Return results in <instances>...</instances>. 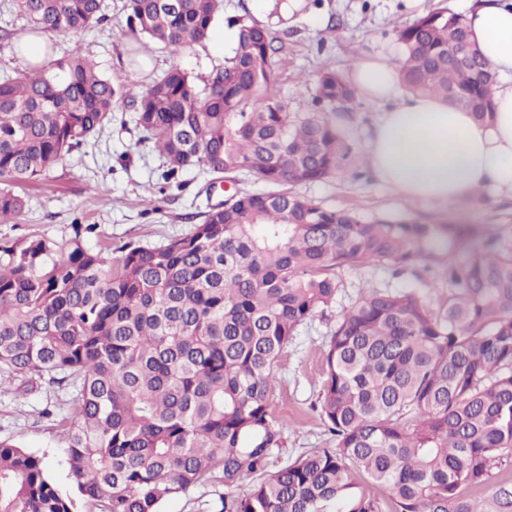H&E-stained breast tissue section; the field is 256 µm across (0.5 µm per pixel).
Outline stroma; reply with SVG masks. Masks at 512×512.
Returning a JSON list of instances; mask_svg holds the SVG:
<instances>
[{
    "instance_id": "obj_1",
    "label": "stroma",
    "mask_w": 512,
    "mask_h": 512,
    "mask_svg": "<svg viewBox=\"0 0 512 512\" xmlns=\"http://www.w3.org/2000/svg\"><path fill=\"white\" fill-rule=\"evenodd\" d=\"M305 12L286 18L273 14L267 0H224L218 27L258 23L277 38L276 81L269 92L290 112L314 108L322 72L349 74L362 56L397 61L402 52L395 32L439 8L464 13L468 0H306ZM106 20L73 36L50 34L56 55L81 47L99 63L113 82L143 90L172 66L206 80L224 64L227 46L205 42L181 53L131 34L125 0H104ZM380 104L356 98L336 111L334 120L354 148L340 171L320 182L295 186V193L335 210H354L366 216L384 215L423 224L454 221L474 224L512 245V192L491 190L482 201L441 204L407 200L384 183L366 163V146L381 115ZM163 161L140 143L133 112L125 101L112 110V132L90 140L49 176L19 184L25 196L24 213L11 224H0V243L47 238L62 243L73 236L74 224L93 225L90 246L115 247L133 241L160 246L187 234L208 207L240 192H263L256 176L239 173L219 177L199 168L163 180ZM339 291L332 309L300 326L273 376L272 410L282 425V442L270 451L271 469L282 468L314 448L335 442L317 409L322 385L323 354L336 319L368 288L410 293L430 306L448 294L429 262L402 267L391 261L343 266L336 270ZM76 391L49 380L27 385L16 377L0 384V440H9L43 457L51 477L66 492H74L67 464V437L57 425ZM224 480L208 475L183 494L165 501L160 512H223Z\"/></svg>"
}]
</instances>
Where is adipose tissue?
Listing matches in <instances>:
<instances>
[{
  "label": "adipose tissue",
  "instance_id": "adipose-tissue-1",
  "mask_svg": "<svg viewBox=\"0 0 512 512\" xmlns=\"http://www.w3.org/2000/svg\"><path fill=\"white\" fill-rule=\"evenodd\" d=\"M465 24L495 78L489 122L404 90L390 61L368 56L350 71L363 98L387 104L366 159L404 198L451 204L490 186L512 190V0H479Z\"/></svg>",
  "mask_w": 512,
  "mask_h": 512
}]
</instances>
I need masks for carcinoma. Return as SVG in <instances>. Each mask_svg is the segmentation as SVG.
<instances>
[{
	"mask_svg": "<svg viewBox=\"0 0 512 512\" xmlns=\"http://www.w3.org/2000/svg\"><path fill=\"white\" fill-rule=\"evenodd\" d=\"M224 0H126L129 26L176 54L209 37ZM31 34L78 35L103 0H15ZM464 17L429 12L396 30L402 86L492 117L494 78ZM275 38L239 24L224 67L198 85L173 66L140 92L114 84L80 48L0 79V224L46 177L108 131L128 101L164 179L189 168L245 170L281 187L235 193L160 247L92 248L74 224L57 244H0V376L76 388L58 425L69 474L99 512H159L215 470L224 512H382L360 478L387 485L391 512H512V483L474 498L512 464V248L472 244L463 224H419L332 210L283 189L339 171L351 143L319 112L263 91ZM468 54L461 67L449 61ZM356 91L335 71L315 104ZM448 251V297L371 289L343 310L324 354L320 413L336 441L276 471L281 428L273 367L298 328L336 304L332 271ZM0 512H75L44 459L0 441Z\"/></svg>",
	"mask_w": 512,
	"mask_h": 512,
	"instance_id": "carcinoma-1",
	"label": "carcinoma"
}]
</instances>
